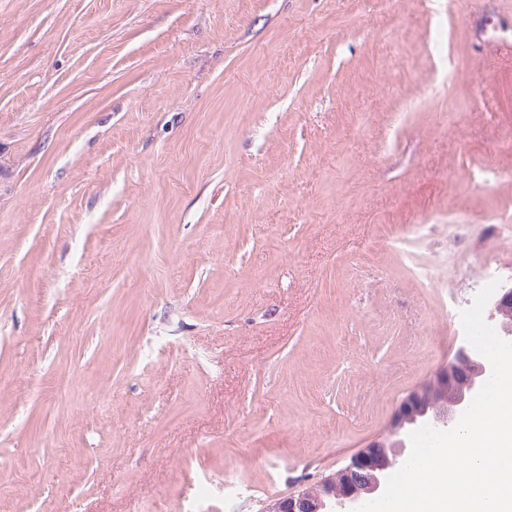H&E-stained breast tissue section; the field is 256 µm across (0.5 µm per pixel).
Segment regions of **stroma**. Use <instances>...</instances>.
Segmentation results:
<instances>
[{
  "label": "stroma",
  "instance_id": "35a3bbf8",
  "mask_svg": "<svg viewBox=\"0 0 512 512\" xmlns=\"http://www.w3.org/2000/svg\"><path fill=\"white\" fill-rule=\"evenodd\" d=\"M510 141L512 0H0V512L336 471L512 270Z\"/></svg>",
  "mask_w": 512,
  "mask_h": 512
}]
</instances>
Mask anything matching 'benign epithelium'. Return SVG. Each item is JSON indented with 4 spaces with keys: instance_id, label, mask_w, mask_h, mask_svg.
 <instances>
[{
    "instance_id": "1",
    "label": "benign epithelium",
    "mask_w": 512,
    "mask_h": 512,
    "mask_svg": "<svg viewBox=\"0 0 512 512\" xmlns=\"http://www.w3.org/2000/svg\"><path fill=\"white\" fill-rule=\"evenodd\" d=\"M490 318L502 339L512 341V288L502 290L491 302ZM490 373L483 356L459 346L448 365L400 402L385 432L352 456L345 467L314 486L273 500L267 512H351L363 497H379L390 470L407 457L410 433L424 424L441 430L454 426Z\"/></svg>"
}]
</instances>
